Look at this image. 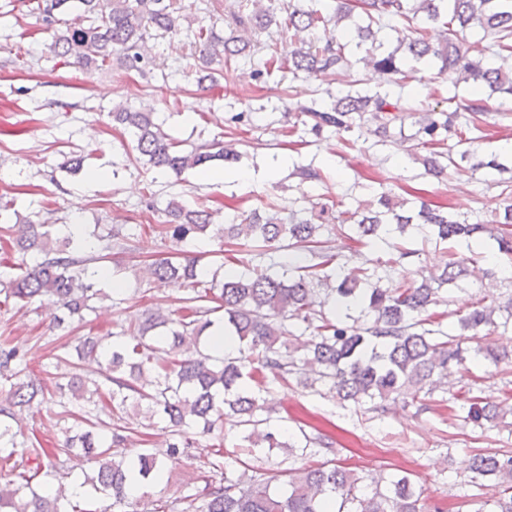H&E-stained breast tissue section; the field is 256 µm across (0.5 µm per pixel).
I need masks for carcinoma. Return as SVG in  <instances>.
<instances>
[{"mask_svg": "<svg viewBox=\"0 0 512 512\" xmlns=\"http://www.w3.org/2000/svg\"><path fill=\"white\" fill-rule=\"evenodd\" d=\"M78 2L85 22L63 19L71 3ZM268 5H263V2ZM27 7L38 13L52 33L53 50L91 73L112 66L117 59L127 71H141L148 62L147 30L173 34L182 23L192 25L181 0H28ZM233 12L239 36L223 39L199 26L194 33L197 64L187 76L197 83H216L215 61L225 70L240 57L253 55L250 30L285 25L299 35L324 30L325 44L300 39L284 52L272 51L257 62V75L286 70L307 79L339 77L350 66L346 45L337 41L328 23L343 25L341 35L358 43L371 42L364 63L385 76L398 90L356 89L354 85L330 105L301 106L285 112L288 134L303 125L319 135L324 131L350 132L375 125L376 144L390 143V127L404 121V78L402 67L418 63L448 76L454 85L472 84L487 98L502 99L504 111L512 112V0H339L337 4L307 9L297 0H239ZM284 14V21L278 15ZM443 28L442 40L429 42L428 26ZM440 108L420 103L417 129L410 135L414 144L408 152L427 150L420 158L424 175L440 178L459 162L469 160L470 146L485 138L482 116L484 100L463 105L456 96L445 99ZM112 123L129 130L138 152L158 172L180 176L189 169L207 171L214 161L233 164L240 158L235 144L214 141L185 152L179 143L155 122L154 113L117 104L110 112ZM506 194L492 224L470 223L466 219L423 200L396 201L382 191L373 201L345 209L333 200L316 202L310 214L295 212L288 219L278 217L271 203L257 206L247 214L224 219L216 236L242 266L236 275L201 279L199 259L181 250L151 263L144 271L149 288L172 280L190 287L178 317L158 307L141 320L131 317L105 336H86L74 347L82 359L106 365L109 375L99 382L76 374L66 385L77 403L58 416H70L85 429L66 439L65 459L48 462L46 468L29 475L19 457L37 452L27 440H18L23 411L50 394L47 380L38 376L19 379L27 364L25 353L8 340L0 341V469L17 472V479L0 480V512H68L72 498L121 505L130 498V486H145L169 480L168 463L188 454L193 441L186 429L211 433L218 421L234 418L244 427V439L253 448H296L305 452L316 445L329 455L333 442L322 437L290 436L272 424L262 393L266 385L286 382L295 376L299 383L330 384L334 397L359 407L375 400L403 396L420 403L466 363L479 357L498 367L511 365L509 355L493 349H475L464 344L486 328L512 326V297L501 305L491 293L485 294L467 311L454 314L435 308L447 304L441 297L449 285H459L469 275L475 256L456 246L472 241L494 242L497 252L512 265V191ZM166 221L148 228L175 246L207 235L212 212L192 208L172 198L165 207ZM335 235L361 242L375 239L387 247L388 258L367 259L357 266L340 262L329 241L322 238L326 225ZM119 233L96 230L78 241L53 224L26 219L20 224L0 225V240L10 242L21 255L9 267L20 271L4 289L3 304L22 309L31 304L52 305L63 312L54 317L63 331L55 342L56 362L69 355L66 319L95 310L93 299L111 295L97 287L101 263L112 253V238ZM305 248L309 259L303 265H288L282 274L273 265L256 262V248H272L282 242ZM442 248L444 260L432 275L419 282L395 283L397 267L408 257L420 254L415 244ZM345 307L336 319L326 306ZM224 310V332L238 341L235 353L208 347L206 338L215 324L211 315ZM456 317L450 334L443 321ZM292 336L286 351L279 337ZM468 404L465 421L475 425L494 423L500 418V404L482 396L474 383L457 390ZM135 399L147 418L158 419L170 428L171 440L165 453L144 448L134 456L119 451L128 436L123 427L107 429L101 415L109 414ZM93 457L97 468L85 476L73 493L59 476L77 469L73 460ZM471 483L479 489L493 483L497 490L493 512H512V451L478 452L473 455ZM201 493L171 502H149L142 512H445L429 504L416 490L409 474L385 473L368 478L356 470L327 459L320 464L290 468L273 480L257 472L231 476L230 464L216 458L209 462Z\"/></svg>", "mask_w": 512, "mask_h": 512, "instance_id": "cac0c4a2", "label": "carcinoma"}]
</instances>
